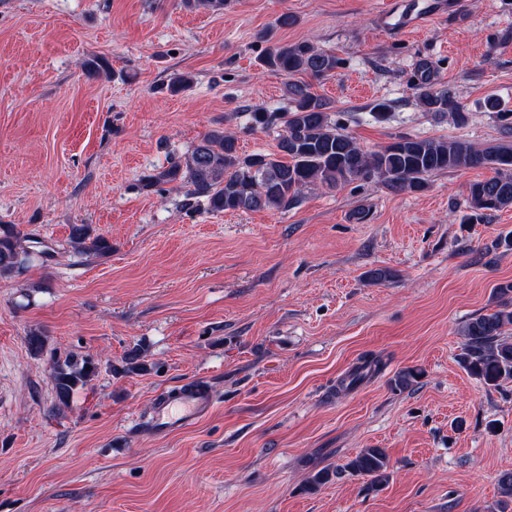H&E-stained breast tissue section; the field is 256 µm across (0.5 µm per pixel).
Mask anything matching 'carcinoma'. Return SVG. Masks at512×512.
I'll return each mask as SVG.
<instances>
[{"label":"carcinoma","mask_w":512,"mask_h":512,"mask_svg":"<svg viewBox=\"0 0 512 512\" xmlns=\"http://www.w3.org/2000/svg\"><path fill=\"white\" fill-rule=\"evenodd\" d=\"M263 66L287 77L285 96L290 107L285 112L255 110L248 113V127L267 131L281 128L274 154L242 155L237 139L223 129L208 131L187 151L168 165L144 176L145 187L174 183L185 189L186 196L203 199L213 213L286 209L305 190L312 187L335 189L358 179L375 178L388 188L421 192L430 176L441 171L480 167L495 169L496 176L471 183L467 203L471 214L465 222L512 207V140L495 147L480 148L463 139L435 140L399 136L387 146L368 151L332 120L330 103L312 91L301 79H316L336 69V55L316 46L309 39L272 44L260 59ZM419 105L427 112L446 113L455 121L465 122L463 105L454 92L437 82L427 70L421 72L415 86ZM28 238L12 225H0V279L9 278L31 256ZM70 242L85 254L105 256L112 243L93 233L88 224H73ZM503 299L498 309L469 320L461 330L462 367L483 385L498 388L512 381V282L495 288ZM117 373L130 374L147 370L142 350L134 348L122 359ZM98 364L89 358L66 360L53 368L52 382L60 403L67 404L72 395L95 377ZM380 370V361L367 359L351 374L354 384ZM420 371L405 368L394 374L390 385L395 391L410 388ZM353 475L368 478L369 487L381 490L388 482L389 459L382 448H364L346 464ZM503 500L491 512H507L512 505V473L500 478Z\"/></svg>","instance_id":"cac0c4a2"}]
</instances>
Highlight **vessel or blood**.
Here are the masks:
<instances>
[{
	"label": "vessel or blood",
	"mask_w": 512,
	"mask_h": 512,
	"mask_svg": "<svg viewBox=\"0 0 512 512\" xmlns=\"http://www.w3.org/2000/svg\"><path fill=\"white\" fill-rule=\"evenodd\" d=\"M443 0H418L411 15L406 18L382 10L380 18L387 29H399L426 23L444 10ZM214 407L212 396L200 385H186L170 391L158 399L153 413L152 428L156 434L168 436L193 426Z\"/></svg>",
	"instance_id": "1"
}]
</instances>
